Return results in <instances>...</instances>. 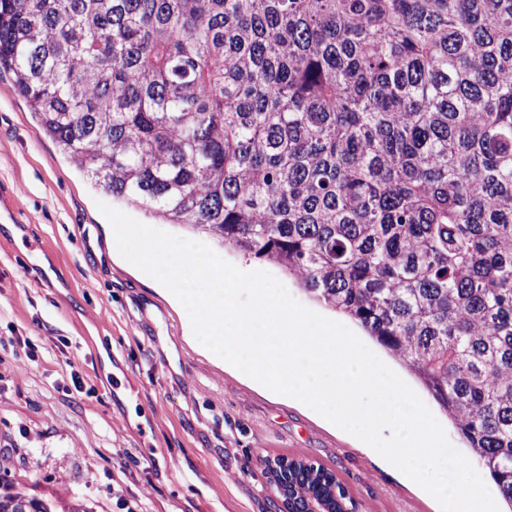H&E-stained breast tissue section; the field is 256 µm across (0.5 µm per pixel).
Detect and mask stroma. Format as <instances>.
Instances as JSON below:
<instances>
[{
  "mask_svg": "<svg viewBox=\"0 0 512 512\" xmlns=\"http://www.w3.org/2000/svg\"><path fill=\"white\" fill-rule=\"evenodd\" d=\"M0 196L23 221L0 240V491H24L55 512H278L259 460L284 455L332 470L358 512H435L379 457L187 342L182 314L114 251L99 206L182 238L204 234L93 186L39 133L7 72ZM217 253L334 318L278 267L229 247ZM374 352L463 449L418 379L382 347Z\"/></svg>",
  "mask_w": 512,
  "mask_h": 512,
  "instance_id": "obj_1",
  "label": "stroma"
}]
</instances>
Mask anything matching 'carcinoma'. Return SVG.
<instances>
[{"label":"carcinoma","mask_w":512,"mask_h":512,"mask_svg":"<svg viewBox=\"0 0 512 512\" xmlns=\"http://www.w3.org/2000/svg\"><path fill=\"white\" fill-rule=\"evenodd\" d=\"M2 70L97 188L405 364L512 512V0H0ZM284 475L348 506L322 465Z\"/></svg>","instance_id":"1"}]
</instances>
